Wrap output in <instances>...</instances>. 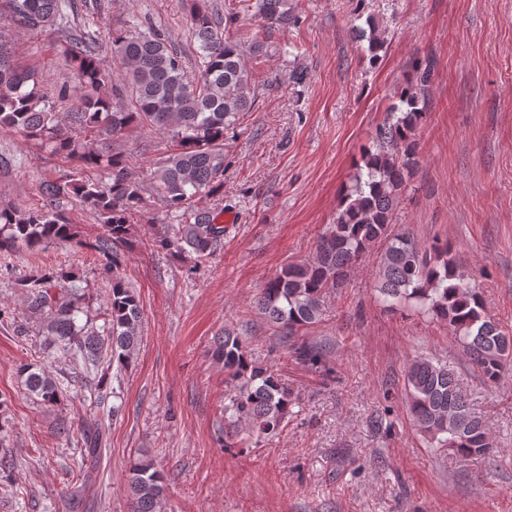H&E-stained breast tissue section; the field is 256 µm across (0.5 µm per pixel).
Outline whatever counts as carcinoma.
<instances>
[{"mask_svg":"<svg viewBox=\"0 0 512 512\" xmlns=\"http://www.w3.org/2000/svg\"><path fill=\"white\" fill-rule=\"evenodd\" d=\"M187 24L198 42L199 73L190 79L181 53L165 33L108 31L112 54L122 67V80L112 81L102 60L81 35L71 37L65 61L75 74L76 105L68 113L78 137L64 127L59 113L38 93L33 74L14 65L0 49V129L25 141H36L63 158L69 173L41 183L42 204L21 209L0 206V252L38 249L79 237L64 202L88 209L105 230L91 245L101 279L111 285L106 330L91 325L86 292L75 285L70 268L57 265L19 281L30 314L42 335L88 367L103 356L123 367L140 336L141 306L134 288L120 276L125 250L131 247L133 225L154 224L148 191L160 199L172 220L156 235L154 245L166 255L198 266L224 247V209L201 207L204 197L224 195V134L255 108L252 73L246 56L266 53L260 31L248 46L224 35L209 0H185ZM231 15L254 12L266 28L294 22L291 0H228ZM62 20V0H13L10 21L28 30H43ZM368 51L377 57L385 31L374 24L356 28ZM431 66L417 65L398 101L375 132V150L368 151L353 176L336 214L320 237L315 256L291 264L269 278L255 307L296 359L317 364L320 347L295 343L301 329L319 321L327 295L345 283L349 270L372 246L383 244L377 291L383 307L393 310L414 303L448 325L466 354L491 383L512 370V335L485 313L480 289L469 282L448 244L420 245L407 232L392 231L399 198L418 170L417 133L426 115ZM148 126L165 139L168 149L157 161L149 187L132 177L125 155L99 146L100 138L117 139L134 127ZM101 168L105 180L79 178L80 171ZM85 322L79 323V315ZM213 355L224 365L228 393L224 404V447H240L249 438L280 432L288 423L295 397L269 368L255 362L245 341L231 328L214 340ZM18 374L40 402L63 400L59 383L46 367L23 363ZM402 390L407 413L419 432L438 448L461 459L484 457L494 445L480 417L447 364L428 358L406 367ZM248 433L249 438L242 437ZM103 438L96 429L83 432L87 455L99 463ZM131 512H163L165 475L144 457L128 468Z\"/></svg>","mask_w":512,"mask_h":512,"instance_id":"1","label":"carcinoma"}]
</instances>
